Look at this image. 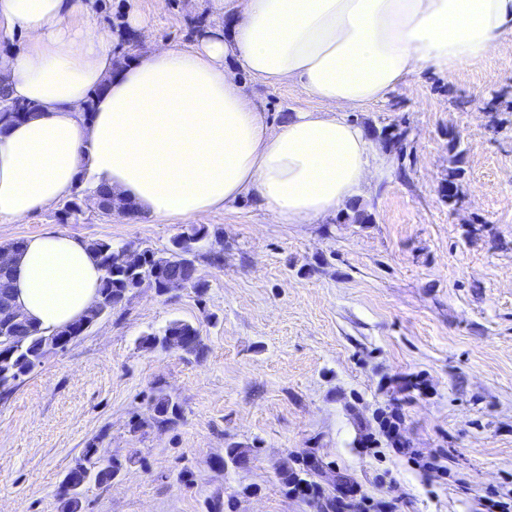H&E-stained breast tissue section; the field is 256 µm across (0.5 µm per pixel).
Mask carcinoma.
Wrapping results in <instances>:
<instances>
[{"label": "carcinoma", "instance_id": "obj_1", "mask_svg": "<svg viewBox=\"0 0 512 512\" xmlns=\"http://www.w3.org/2000/svg\"><path fill=\"white\" fill-rule=\"evenodd\" d=\"M0 103L18 108L11 114H0V122L19 120L34 111V107L11 100L8 94L0 95ZM94 193L106 203L100 213L110 217L112 213H127L131 204L112 194V190L100 186ZM81 192L76 191L60 210V221L69 222L81 215ZM210 236L204 226H193L174 237L169 247L163 250L144 247L140 249L142 261L137 266L129 263L130 245H115L110 240L90 242V249L104 271L98 298L94 305L80 318L68 326L45 331L33 325L24 316L14 315L12 289L0 290V398L8 397L38 366L50 350H65L85 329L90 328L102 317L123 307L130 294L136 289L149 285L164 295L172 291L191 288L202 293L208 284L200 277L191 276L194 268L195 252L199 242ZM141 344L150 348L161 345L175 348L197 359L204 357L207 347L199 330L184 320L170 322L160 334L150 333L141 338ZM155 424L159 427H171L180 417V406L168 395L160 392L151 397ZM105 462L94 483L102 486L111 482L120 470V464L112 457L101 454L95 443L88 444L83 455L70 470L62 491L64 507L67 512H80L81 498L77 487L86 484V472L99 462Z\"/></svg>", "mask_w": 512, "mask_h": 512}]
</instances>
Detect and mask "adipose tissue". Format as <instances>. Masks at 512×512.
<instances>
[{"label": "adipose tissue", "instance_id": "1", "mask_svg": "<svg viewBox=\"0 0 512 512\" xmlns=\"http://www.w3.org/2000/svg\"><path fill=\"white\" fill-rule=\"evenodd\" d=\"M212 2L228 30L119 68L109 35L75 24L82 0H0V34L24 39L0 55V84L37 106L0 131V221L86 181L150 219L188 223L254 192L278 223H313L372 176V146L345 111L384 101L423 68L452 73L500 52L512 29V0ZM242 72L298 84L324 108L271 129ZM102 276L82 238L35 234L13 260L14 302L59 329L94 304Z\"/></svg>", "mask_w": 512, "mask_h": 512}]
</instances>
